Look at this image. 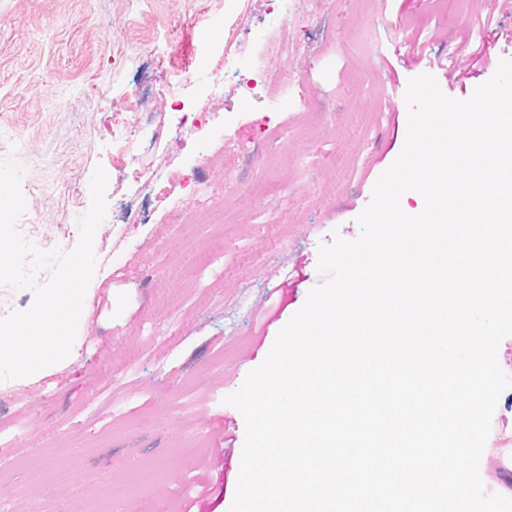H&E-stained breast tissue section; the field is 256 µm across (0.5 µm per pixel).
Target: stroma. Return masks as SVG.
Segmentation results:
<instances>
[{
  "label": "stroma",
  "mask_w": 512,
  "mask_h": 512,
  "mask_svg": "<svg viewBox=\"0 0 512 512\" xmlns=\"http://www.w3.org/2000/svg\"><path fill=\"white\" fill-rule=\"evenodd\" d=\"M285 17L291 54L276 51ZM242 24L250 55L226 54ZM477 47L486 76L512 60V0H0L18 230L73 250L92 174L108 175L74 356L0 382L16 398L0 407V512H228L245 426L225 397L322 282L320 246L359 238L405 143L409 79L467 99L479 79L446 68ZM249 67L277 72L282 93L232 98L187 143L135 119L214 111V83ZM479 473L485 493L512 488V389Z\"/></svg>",
  "instance_id": "35a3bbf8"
}]
</instances>
